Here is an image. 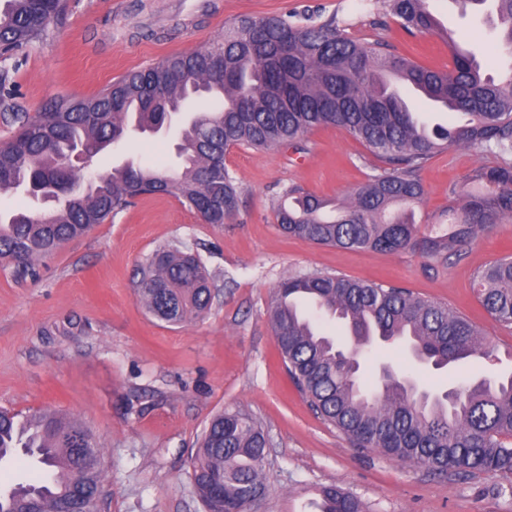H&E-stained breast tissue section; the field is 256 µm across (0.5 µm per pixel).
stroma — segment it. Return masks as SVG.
<instances>
[{
  "label": "stroma",
  "mask_w": 512,
  "mask_h": 512,
  "mask_svg": "<svg viewBox=\"0 0 512 512\" xmlns=\"http://www.w3.org/2000/svg\"><path fill=\"white\" fill-rule=\"evenodd\" d=\"M306 4L414 61L451 64L439 37H409L384 20L383 0H68L48 35L10 66L14 102L33 115L54 99L95 95L129 71L206 48L239 18ZM430 8L449 31L467 35L488 73L512 65L504 52L487 60L498 35L484 12L448 0H431ZM177 142L174 133L139 135L92 158L87 170L102 174L131 160L173 163ZM480 163L458 146L430 159L419 173L425 194L413 221L437 223L449 191L476 190L472 173ZM378 165L347 131L331 126L308 133L300 152L234 147L226 166L240 200L226 223H202L176 198L146 195L41 260L37 277L17 278L0 263V408L23 416L62 410L93 429L105 475L97 512H206L192 478L195 445L213 415L235 409L260 424L270 443L267 491L250 512H316L329 485L358 497L367 512H512L510 476L461 479L354 447L315 414L279 355L271 296L283 278L312 271L407 289L477 325L498 355L512 350V326L488 315L474 281L478 268L512 256V220L481 233L444 265L409 251L317 245L279 230L273 209L288 185L345 202ZM178 243L200 254L215 296L203 318L173 326L142 306L136 283L154 250ZM385 366L401 376L416 371L441 390L512 373V360L499 358L436 370L389 343L363 357L364 382Z\"/></svg>",
  "instance_id": "stroma-1"
}]
</instances>
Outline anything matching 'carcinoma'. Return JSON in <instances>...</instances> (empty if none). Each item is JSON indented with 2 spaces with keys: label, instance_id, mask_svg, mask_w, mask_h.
<instances>
[{
  "label": "carcinoma",
  "instance_id": "1",
  "mask_svg": "<svg viewBox=\"0 0 512 512\" xmlns=\"http://www.w3.org/2000/svg\"><path fill=\"white\" fill-rule=\"evenodd\" d=\"M430 0H385L386 13L409 36L444 38L453 60L434 69L397 53L381 39L362 42L336 17L294 15L243 17L208 48L164 57L131 71L98 94L54 101L31 116L8 102L9 70L0 69V110L18 124L0 146V194L35 185V195L58 189L49 210L20 207L0 216V261L20 275L63 244L86 235L142 195L177 198L205 224H223L238 207L236 180L225 166L235 146L287 144L304 150V137L323 126L340 127L363 143L383 167L336 208L292 185L274 209L279 229L318 245L383 252L412 251L437 264L460 256V247L512 217V67L486 73L471 51L441 27ZM67 0H0V61L43 40ZM502 47L512 53V0H494ZM464 121L432 130L420 123L384 75ZM188 113L181 128L179 169L160 162L125 163L84 185L80 169L63 162L83 145L92 158L130 131L148 132L176 113ZM463 146L494 161L480 165L473 180L489 186L463 204L450 191L449 231L420 232L401 209L424 194L419 171L449 146ZM478 298L495 320L512 324V260L501 258L475 275ZM212 275L185 244L157 249L139 270L138 295L149 313L182 325L201 317L212 302ZM307 298L344 324L350 346L339 348L297 300ZM269 319L289 376L322 419L354 445L373 448L398 462H414L459 478L477 472L512 475V375L480 378L441 393L411 377L391 374L377 388L360 383L361 359L376 341L405 340L413 358L434 369L488 355L482 331L441 304L404 288L313 272L283 279ZM30 430L0 410V460L22 448L44 465L36 484L19 483L0 495V512H48L53 502L83 488L82 508L101 495V450L79 418L56 410L29 416ZM267 436L239 411L215 415L193 457V479L208 512H248L263 494ZM320 512H364L354 496L334 486L322 489Z\"/></svg>",
  "mask_w": 512,
  "mask_h": 512
}]
</instances>
